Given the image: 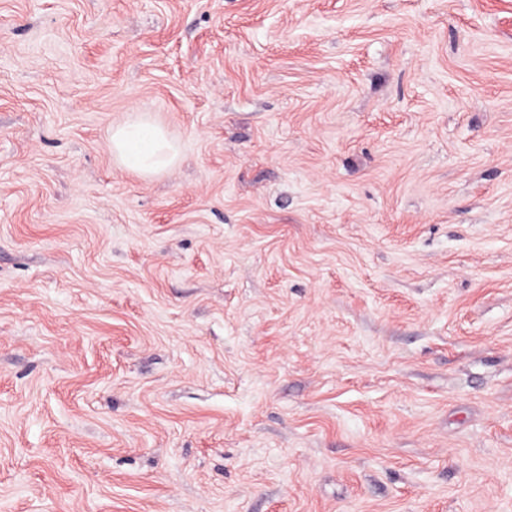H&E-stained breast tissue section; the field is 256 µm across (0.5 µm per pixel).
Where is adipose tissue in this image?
<instances>
[{"mask_svg":"<svg viewBox=\"0 0 512 512\" xmlns=\"http://www.w3.org/2000/svg\"><path fill=\"white\" fill-rule=\"evenodd\" d=\"M109 144L121 167L143 177L166 172L175 166L180 155L163 128L144 116L113 126Z\"/></svg>","mask_w":512,"mask_h":512,"instance_id":"obj_1","label":"adipose tissue"}]
</instances>
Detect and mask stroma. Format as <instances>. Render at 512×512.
<instances>
[{"instance_id": "35a3bbf8", "label": "stroma", "mask_w": 512, "mask_h": 512, "mask_svg": "<svg viewBox=\"0 0 512 512\" xmlns=\"http://www.w3.org/2000/svg\"><path fill=\"white\" fill-rule=\"evenodd\" d=\"M0 512H512V0H0ZM112 155L118 164L142 177H153L175 166L180 150L163 128L145 116L112 127Z\"/></svg>"}]
</instances>
